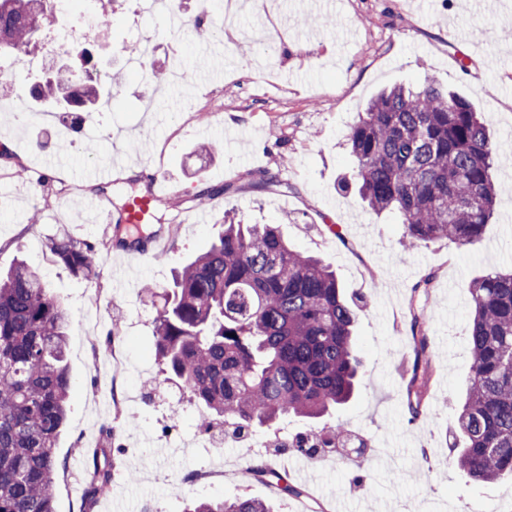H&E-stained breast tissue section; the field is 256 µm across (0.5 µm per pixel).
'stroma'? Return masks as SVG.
Returning a JSON list of instances; mask_svg holds the SVG:
<instances>
[{
	"instance_id": "35a3bbf8",
	"label": "stroma",
	"mask_w": 512,
	"mask_h": 512,
	"mask_svg": "<svg viewBox=\"0 0 512 512\" xmlns=\"http://www.w3.org/2000/svg\"><path fill=\"white\" fill-rule=\"evenodd\" d=\"M185 16L207 13L202 34L224 60L222 77L203 63L197 44L157 33L145 0H120L106 38L87 40L115 98L106 112H82L75 127L44 124L42 116L15 123L16 97L0 96V269L25 259L40 270L71 316L67 363L70 411L58 441L55 512H81L89 441L112 428V497L130 512H186L191 502L245 494L271 501L280 512H458L495 498L512 512V479L475 485L455 466L457 406L466 395L472 358L465 338L471 282L512 267V249L492 242L512 234V152L495 165V215L472 250L447 240L404 246L398 213H374L345 188L353 159L347 134L366 104L386 86L419 88L437 81L465 97L492 141L512 129V0H234L232 21L201 0H182ZM151 40L153 53L130 63L126 47ZM199 77L189 97L171 95L166 82L144 72H170L173 57ZM133 144L115 179L89 181L88 169L114 158L113 133ZM235 135L216 156L208 142ZM95 140V158L80 144ZM25 168L27 179L16 176ZM183 190V208L198 210L197 193L224 187L207 206L208 218L183 224L167 209L157 226L164 250L144 260L115 243L114 229L91 221L102 193L113 207L128 190L144 192L156 172ZM280 186L260 187L264 173ZM245 224H278L299 251L335 269L359 308L355 347L364 377L346 406L314 421L288 416L293 431L343 423L373 449L362 455L322 454L300 496L283 495L269 477L247 470L259 463L294 465L293 449L216 451L223 424L204 433L205 409L168 375L156 353L155 318L177 270L207 250L225 217ZM66 233L94 247L95 276L73 275L45 248ZM128 270L125 279L113 269ZM432 277L428 292L416 283ZM157 294L146 301L143 283ZM429 338L433 374L423 412L411 418L407 385L415 352L413 327Z\"/></svg>"
}]
</instances>
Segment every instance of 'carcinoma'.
<instances>
[{
  "label": "carcinoma",
  "mask_w": 512,
  "mask_h": 512,
  "mask_svg": "<svg viewBox=\"0 0 512 512\" xmlns=\"http://www.w3.org/2000/svg\"><path fill=\"white\" fill-rule=\"evenodd\" d=\"M55 21L44 0H0V57L31 51V32ZM54 52L78 66L32 78L30 108L98 111L103 96L91 51L71 35L54 42ZM348 141L352 182L372 211L399 213L407 248L481 241L496 203V151L466 98L434 81L395 85L369 103ZM47 247L74 275L95 274L92 246L64 233ZM470 294L472 374L457 415L464 446L452 451L468 481L486 485L512 477V271L473 281ZM357 314L335 271L293 249L278 226L230 223L175 274L156 317V349L208 410L203 429L215 415L240 430L272 428L292 414L320 418L352 399L362 377ZM68 325L65 306L37 270L19 261L0 274V512H54L55 448L71 388ZM345 436L338 423L295 447L336 448ZM102 455L86 488L90 506L112 484V455ZM186 512L275 508L238 495L193 502Z\"/></svg>",
  "instance_id": "obj_1"
}]
</instances>
